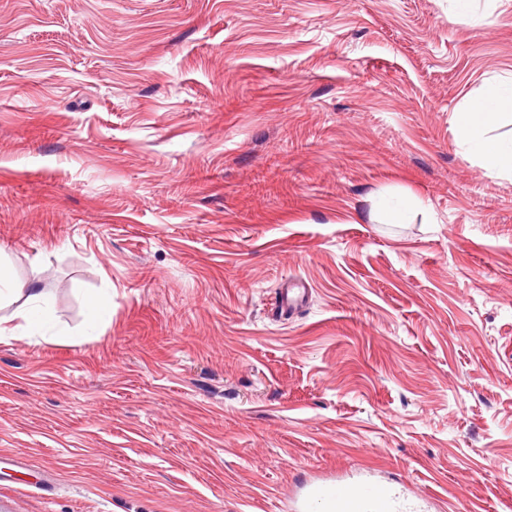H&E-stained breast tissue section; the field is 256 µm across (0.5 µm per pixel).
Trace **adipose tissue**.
Returning a JSON list of instances; mask_svg holds the SVG:
<instances>
[{"mask_svg": "<svg viewBox=\"0 0 512 512\" xmlns=\"http://www.w3.org/2000/svg\"><path fill=\"white\" fill-rule=\"evenodd\" d=\"M512 114V75L495 74L485 79L479 94L456 112L453 121L459 143L473 154L491 175L512 181V137L496 132L505 116ZM10 308L9 334L48 340L52 310L43 289L18 285L7 264L0 262V309Z\"/></svg>", "mask_w": 512, "mask_h": 512, "instance_id": "1", "label": "adipose tissue"}]
</instances>
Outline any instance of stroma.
<instances>
[{"mask_svg": "<svg viewBox=\"0 0 512 512\" xmlns=\"http://www.w3.org/2000/svg\"><path fill=\"white\" fill-rule=\"evenodd\" d=\"M484 9L0 0V261L72 336L0 337V512H293L319 473L512 512V181L453 124L512 73ZM377 210L376 220L380 224H408L414 205L410 202H401L395 205L379 202L373 205ZM112 315V296H95L87 302V322L90 328L106 323Z\"/></svg>", "mask_w": 512, "mask_h": 512, "instance_id": "obj_1", "label": "stroma"}]
</instances>
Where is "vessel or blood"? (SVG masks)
<instances>
[{"mask_svg":"<svg viewBox=\"0 0 512 512\" xmlns=\"http://www.w3.org/2000/svg\"><path fill=\"white\" fill-rule=\"evenodd\" d=\"M296 509L297 512H406L400 493L369 476L308 483Z\"/></svg>","mask_w":512,"mask_h":512,"instance_id":"b4317fda","label":"vessel or blood"}]
</instances>
